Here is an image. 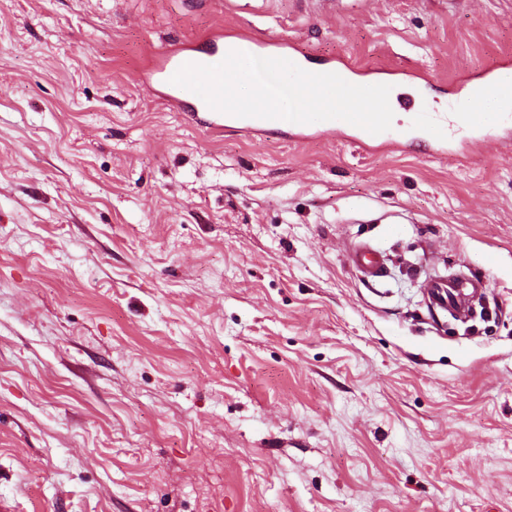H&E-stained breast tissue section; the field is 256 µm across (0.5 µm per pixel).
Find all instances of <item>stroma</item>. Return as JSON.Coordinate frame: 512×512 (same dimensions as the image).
<instances>
[{"mask_svg": "<svg viewBox=\"0 0 512 512\" xmlns=\"http://www.w3.org/2000/svg\"><path fill=\"white\" fill-rule=\"evenodd\" d=\"M220 28L417 72L404 146L210 137L142 67ZM504 58L512 0H0V501L512 512V151L413 127ZM347 261L365 278L379 277L384 265L380 252L368 243L352 247L347 252ZM428 303L433 308L448 311L458 318L463 317L472 301L482 289V282L474 277H467L449 285L447 280L429 279L424 285Z\"/></svg>", "mask_w": 512, "mask_h": 512, "instance_id": "1", "label": "stroma"}]
</instances>
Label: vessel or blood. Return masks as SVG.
<instances>
[{"label": "vessel or blood", "mask_w": 512, "mask_h": 512, "mask_svg": "<svg viewBox=\"0 0 512 512\" xmlns=\"http://www.w3.org/2000/svg\"><path fill=\"white\" fill-rule=\"evenodd\" d=\"M239 41H227L223 31L207 35L201 44L189 50L173 49L153 56L145 66L144 81L154 94L168 106L183 111L192 121L202 124L207 132L220 134L224 131L227 120L225 113L211 109L197 94L172 84L171 78L184 64L215 65L220 63L228 52L239 49ZM248 49L271 58H284L297 61L296 48L291 42H276L250 39ZM484 95L496 103L493 115L466 109L448 115L449 139L460 138L488 151L500 147H512V61L503 60L487 69L481 77ZM245 126L251 132L265 133L286 127L282 120L247 118ZM342 120H325L313 124L294 123L288 125L293 136L304 140L312 131L336 130L345 128ZM349 264L363 277L380 276L384 259L380 252L367 243L352 247L347 253ZM424 291L431 307L448 311L456 316H464L472 301L482 292V283L474 277H467L456 283L442 279L426 281Z\"/></svg>", "instance_id": "vessel-or-blood-1"}]
</instances>
